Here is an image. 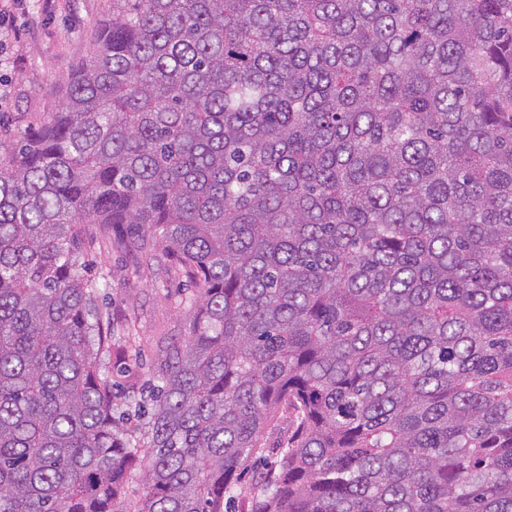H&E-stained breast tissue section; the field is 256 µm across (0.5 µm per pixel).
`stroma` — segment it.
<instances>
[{"label":"stroma","mask_w":512,"mask_h":512,"mask_svg":"<svg viewBox=\"0 0 512 512\" xmlns=\"http://www.w3.org/2000/svg\"><path fill=\"white\" fill-rule=\"evenodd\" d=\"M110 0H0V151L63 103L68 79L92 48L91 27ZM127 225L84 239L80 258L99 285L97 306L114 325L118 346L102 354V370L118 382L116 412L129 387L145 388L163 359L165 339L184 335L193 311L190 284L173 258L156 264L118 248Z\"/></svg>","instance_id":"1"}]
</instances>
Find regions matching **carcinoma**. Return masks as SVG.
<instances>
[{"mask_svg": "<svg viewBox=\"0 0 512 512\" xmlns=\"http://www.w3.org/2000/svg\"><path fill=\"white\" fill-rule=\"evenodd\" d=\"M93 42L0 152V512H512V0H112ZM95 224L195 284L144 443Z\"/></svg>", "mask_w": 512, "mask_h": 512, "instance_id": "1", "label": "carcinoma"}]
</instances>
